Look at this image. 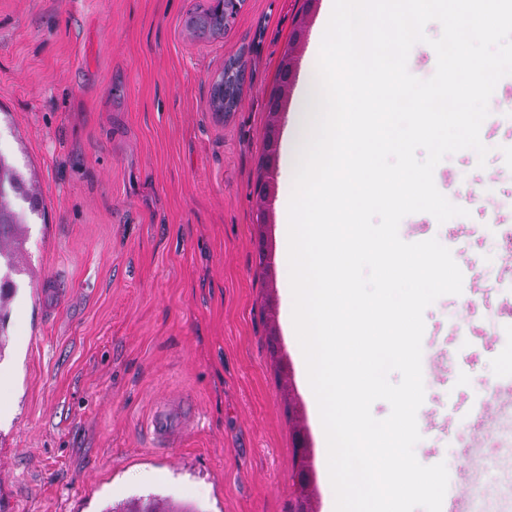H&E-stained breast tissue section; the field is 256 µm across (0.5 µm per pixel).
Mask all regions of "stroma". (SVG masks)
<instances>
[{
	"instance_id": "stroma-1",
	"label": "stroma",
	"mask_w": 512,
	"mask_h": 512,
	"mask_svg": "<svg viewBox=\"0 0 512 512\" xmlns=\"http://www.w3.org/2000/svg\"><path fill=\"white\" fill-rule=\"evenodd\" d=\"M209 0H0V151L39 188L28 215L0 391V512H106L157 498L195 512H298L331 498L325 451L282 325L279 180L283 139L322 0H246L215 40L186 36ZM291 55L288 82L280 64ZM245 82L217 119L210 87L231 57ZM278 117H271L272 102ZM480 138L445 157L434 182L464 215L404 217L399 236L437 239L483 295L424 312V402L415 447L472 481L512 483V269L490 220L512 226V75L497 83ZM191 398L198 419L176 455L146 419ZM480 418L473 426L472 418Z\"/></svg>"
}]
</instances>
